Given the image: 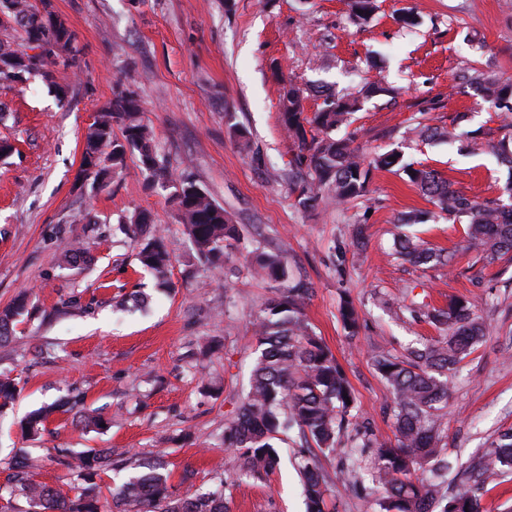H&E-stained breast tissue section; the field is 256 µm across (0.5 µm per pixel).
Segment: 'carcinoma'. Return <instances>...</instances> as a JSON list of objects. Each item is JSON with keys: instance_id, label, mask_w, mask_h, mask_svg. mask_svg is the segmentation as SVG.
<instances>
[{"instance_id": "cac0c4a2", "label": "carcinoma", "mask_w": 512, "mask_h": 512, "mask_svg": "<svg viewBox=\"0 0 512 512\" xmlns=\"http://www.w3.org/2000/svg\"><path fill=\"white\" fill-rule=\"evenodd\" d=\"M29 0H0L5 18L0 24L18 26L31 43H52L51 55L29 56L0 43V79L39 73L51 85L65 92L54 72L47 66L63 58L68 68L79 52L78 35L59 15ZM351 17L367 21L377 9L374 0H351ZM456 86L463 89L481 85L484 96L504 120L505 130L491 147L499 159L512 165V83L501 82L483 71L461 70L455 75ZM388 90L370 85L361 96H336L323 93V101L312 117L304 115L299 90L292 84L283 87L279 97L281 125L298 147L289 162L288 176L302 181L298 204L314 207L327 190L337 202L363 197L368 192L369 169L351 147L352 138L336 137V131L352 123L363 103L384 95ZM426 141H455L456 131L436 127H415ZM137 157L139 167L152 181L170 191L184 232L201 261L217 268L227 251L240 241L236 225L223 207L191 176L175 177L160 159L151 127L144 121L137 95L119 89L89 125L83 151V173L98 179L109 169L125 166L127 156ZM373 166L398 168L420 187L441 211L450 216L470 218L465 250H480L495 258L512 253V204L505 207L495 200L480 202L468 197L438 177L433 170L415 168L403 162L398 150L377 156ZM127 233L142 240L137 253L140 268L159 288L169 286L171 257L160 229L144 212L134 215L126 225ZM397 258L414 266L432 264L449 266L454 255L435 251L412 239L399 236L394 242ZM250 269L262 279L279 284L254 324L259 354L251 369L249 389L237 415L224 428V447L239 455L242 470L262 478L273 472L280 460L277 442L298 431L305 446L297 450L303 474V494L307 512H327V501L336 495L338 483L325 472L320 456L340 451L345 460L358 463L356 449L339 448V436L355 418L357 400L341 367L305 318V306L312 285L293 280L286 257L276 250L251 252ZM28 312L27 295H20L12 305L0 310V343L15 332L19 318ZM347 334L355 337L361 327L360 316L350 301L339 309ZM427 318L439 326L442 339L413 348L401 356L378 353L372 356L376 370L392 392V417L395 442L380 440L362 432L361 447L375 449L371 482L380 494V512H430L438 484L425 481L419 471L429 467L433 478L448 471L449 462L440 456V443L447 416L450 376L460 362L486 334L482 318L463 298L451 300L446 309H434ZM17 385L8 376L0 377V409L11 403ZM48 410L31 412L19 421L22 433L31 439L41 436ZM60 463L71 469L77 481L74 497L33 481V462L21 459L11 465V493L26 499L28 512H99L98 480L112 465V451L82 452L74 461ZM512 472V428L502 431L490 448L464 468V478L453 489L443 512H480V497L488 484ZM108 512H224V500L215 493L173 499L167 477L152 469L129 478L114 494Z\"/></svg>"}]
</instances>
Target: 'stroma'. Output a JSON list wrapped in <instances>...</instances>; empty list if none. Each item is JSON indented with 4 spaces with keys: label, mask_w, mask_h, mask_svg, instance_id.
<instances>
[{
    "label": "stroma",
    "mask_w": 512,
    "mask_h": 512,
    "mask_svg": "<svg viewBox=\"0 0 512 512\" xmlns=\"http://www.w3.org/2000/svg\"><path fill=\"white\" fill-rule=\"evenodd\" d=\"M79 35L67 96L41 76L0 83V140L15 150L0 160V309L23 291L34 309L0 344V373L21 391L0 412V498L13 512L27 503L10 495L13 451L37 462L36 482L70 490L63 455L111 449L121 468L102 486V501L144 464L161 462L173 495L223 488L229 512H305L294 452L263 479L241 472L224 446V426L248 391L254 359L252 324L276 286L255 279L246 262L254 247H277L296 277L313 285L307 318L344 370L360 415L341 435L353 446L358 429L394 436L392 396L372 363L373 349L403 353L432 343L441 331L426 310L450 298L470 300L488 336L452 377L443 454L466 463L512 428V256L495 260L464 251L468 217L441 213L407 176L371 169L368 194L316 208L297 203L288 163L297 151L279 118L283 83L303 92L305 114L319 105L313 89L329 84L350 93L377 83L388 95L365 101L352 126L364 161L400 149L415 167L436 170L477 200L505 197L506 170L484 147L501 136L500 121L474 89L452 90L458 69L490 67L512 81V0H377L362 25L349 0H52ZM412 14L415 26L400 23ZM134 91L154 130L157 151L176 173L202 184L243 237L225 269L200 263L169 194L147 185L136 158L105 186L83 179L91 117L116 87ZM483 142H422L408 128L422 122L453 128L459 113ZM251 133L241 152L229 125ZM426 221L400 227L401 215ZM147 213L165 231L173 289L159 293L140 274L136 242L118 226ZM366 227L355 249L351 225ZM404 233L456 253L452 268L414 267L394 256ZM88 247L89 264L71 267L72 242ZM144 289L149 304L127 307ZM361 316L358 336L339 319L342 298ZM82 396L78 411L57 412L40 439H24L17 422L45 405ZM102 416L107 428L83 429L79 413ZM372 449L336 495V512H379L371 485Z\"/></svg>",
    "instance_id": "stroma-1"
}]
</instances>
